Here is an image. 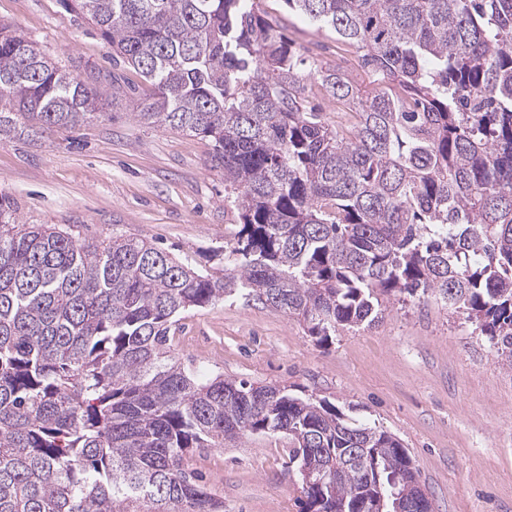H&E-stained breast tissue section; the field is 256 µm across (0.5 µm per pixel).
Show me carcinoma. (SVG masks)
<instances>
[{
  "label": "carcinoma",
  "instance_id": "obj_1",
  "mask_svg": "<svg viewBox=\"0 0 512 512\" xmlns=\"http://www.w3.org/2000/svg\"><path fill=\"white\" fill-rule=\"evenodd\" d=\"M285 3L335 32L373 88L306 58L254 0H67L149 86L133 120L211 143L237 229L210 272L0 205V512H224L187 458L260 434L288 438L303 512H371L376 485L420 484L394 436L324 400L197 381L173 353L178 316L228 298L323 342L431 295L512 369V0ZM308 83L344 108L346 130ZM128 98L0 27L1 136ZM308 461L346 471L308 479Z\"/></svg>",
  "mask_w": 512,
  "mask_h": 512
}]
</instances>
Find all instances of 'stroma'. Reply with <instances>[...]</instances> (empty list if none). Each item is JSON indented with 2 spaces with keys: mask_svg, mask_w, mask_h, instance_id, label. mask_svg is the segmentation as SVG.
<instances>
[{
  "mask_svg": "<svg viewBox=\"0 0 512 512\" xmlns=\"http://www.w3.org/2000/svg\"><path fill=\"white\" fill-rule=\"evenodd\" d=\"M260 10L323 65L338 62L333 32L314 29L284 0H260ZM0 23L79 79L108 82L117 72L142 83L134 69L114 68L104 37L61 0H0ZM131 110L125 103L105 119L0 136V202L24 224L68 227L86 242L117 230L222 270L229 216L210 143L136 123ZM175 336V355L199 380L221 374L311 395L395 435L432 512H512V370L442 301L391 302L374 324L338 329L320 343L296 320L230 298L183 314ZM189 469L224 512L302 508L284 437L193 449Z\"/></svg>",
  "mask_w": 512,
  "mask_h": 512,
  "instance_id": "1",
  "label": "stroma"
}]
</instances>
